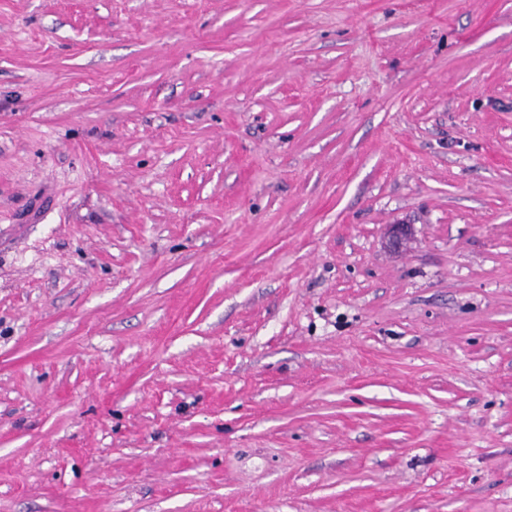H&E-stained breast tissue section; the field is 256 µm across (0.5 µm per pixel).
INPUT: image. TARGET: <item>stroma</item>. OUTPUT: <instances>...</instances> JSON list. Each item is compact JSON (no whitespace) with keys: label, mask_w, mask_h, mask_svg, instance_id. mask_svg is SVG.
<instances>
[{"label":"stroma","mask_w":512,"mask_h":512,"mask_svg":"<svg viewBox=\"0 0 512 512\" xmlns=\"http://www.w3.org/2000/svg\"><path fill=\"white\" fill-rule=\"evenodd\" d=\"M0 512H512V0H0Z\"/></svg>","instance_id":"stroma-1"}]
</instances>
